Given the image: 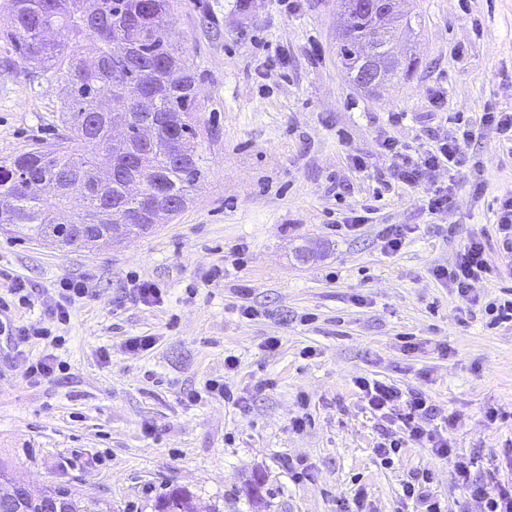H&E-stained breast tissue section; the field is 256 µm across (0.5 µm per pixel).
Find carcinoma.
<instances>
[{"instance_id":"carcinoma-1","label":"carcinoma","mask_w":512,"mask_h":512,"mask_svg":"<svg viewBox=\"0 0 512 512\" xmlns=\"http://www.w3.org/2000/svg\"><path fill=\"white\" fill-rule=\"evenodd\" d=\"M171 17L172 0H9L0 34L13 42L24 64L64 82L66 94L55 140L0 164V197L12 200L0 208V224L12 225L24 238L86 247L80 224H93L100 238L118 242L186 209L202 175L201 156L192 150L181 162L172 159L169 126L191 142L200 108L194 61L164 40ZM51 30L61 40H48ZM336 53L350 76L362 55L375 58L384 87L415 65L411 54L391 60L374 19L363 16L349 18ZM142 112L162 118L148 141ZM116 118L127 130L126 142L118 146L112 144ZM159 185L166 190L161 212L139 219L142 196ZM71 205L79 208L72 221L56 223V212ZM153 509L197 512L193 493L184 488L157 496ZM0 512H112V506L47 486L1 502Z\"/></svg>"}]
</instances>
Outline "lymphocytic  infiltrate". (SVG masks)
I'll return each instance as SVG.
<instances>
[{
	"label": "lymphocytic infiltrate",
	"instance_id": "lymphocytic-infiltrate-1",
	"mask_svg": "<svg viewBox=\"0 0 512 512\" xmlns=\"http://www.w3.org/2000/svg\"><path fill=\"white\" fill-rule=\"evenodd\" d=\"M471 137V130L457 129L440 137L434 148L413 154L403 152L389 138L384 139L382 146L391 157L392 176L400 183L412 186L428 171L462 164V147ZM485 253V234L471 236L454 265L437 266L433 274L437 280L448 283L463 299L477 303L478 298L472 293L473 282L495 275ZM353 385L360 401L378 421L380 440L375 453L382 464H391L408 444L425 445L434 456L452 463L457 481L468 490L471 498L482 503L483 512H512V481L495 477L485 482L472 479L473 459L460 454L446 433L431 428V421L436 420L441 411L424 392L405 391L395 384L368 377L355 378Z\"/></svg>",
	"mask_w": 512,
	"mask_h": 512
}]
</instances>
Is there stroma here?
<instances>
[{"mask_svg": "<svg viewBox=\"0 0 512 512\" xmlns=\"http://www.w3.org/2000/svg\"><path fill=\"white\" fill-rule=\"evenodd\" d=\"M404 9L419 16L401 39L416 68L372 94L336 54L339 0H252L245 10L239 0H177L167 37L197 64L203 177L192 204L147 235L90 249L21 239L0 224V269L33 289L30 304L0 308V319L48 320L62 280L90 285L57 328L66 371L29 384L27 361L7 358L0 335L9 477L35 491L68 487L112 512H152L173 487L203 512H336L359 487L373 512H412L401 484L428 470L448 512H482L425 448L381 464L377 421L353 387L367 376L424 391L457 416L455 446L476 459L479 480L512 439V323L489 326L432 274L471 235L492 232L496 201L512 192V153L480 122L512 113V0H406ZM63 95L0 37V162L51 140ZM456 116L473 129L463 151L484 168L480 187L444 168L412 188L390 178L384 138L414 150ZM445 186L447 211H426L422 198ZM368 204L370 224L333 231ZM385 224L413 225L410 243L386 252ZM142 281L162 289V303L135 297ZM242 303L258 316H241ZM145 335L156 337L153 350L125 349ZM269 336L280 337L277 351L262 350ZM408 336L416 350L405 349ZM228 354L241 360L234 388L252 395L244 415L186 399L223 376ZM266 379L274 387L260 389ZM303 411L307 426L294 430Z\"/></svg>", "mask_w": 512, "mask_h": 512, "instance_id": "1", "label": "stroma"}]
</instances>
